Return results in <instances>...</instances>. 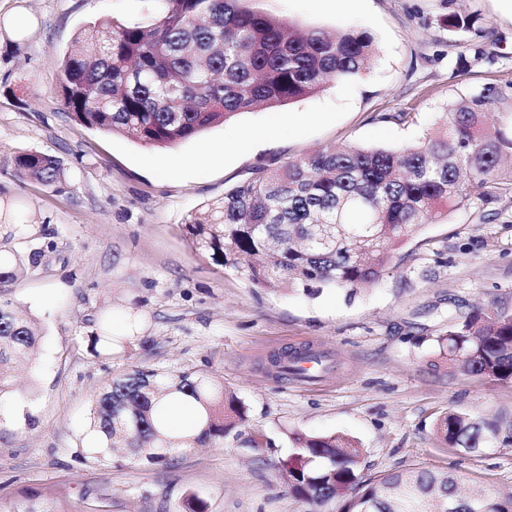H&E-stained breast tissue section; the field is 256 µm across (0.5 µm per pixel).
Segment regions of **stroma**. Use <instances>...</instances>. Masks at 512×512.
I'll use <instances>...</instances> for the list:
<instances>
[{
  "mask_svg": "<svg viewBox=\"0 0 512 512\" xmlns=\"http://www.w3.org/2000/svg\"><path fill=\"white\" fill-rule=\"evenodd\" d=\"M296 24L369 33L377 55L356 80L271 109H257L169 148L89 128L65 109L62 58L104 19L147 15L150 0H0V161L22 151L57 157V187L0 172V202L34 224L46 248L8 296L37 323L34 360L0 398V512L29 498L55 512H176L201 491L209 512H304L282 463L291 436L340 434L363 450L362 474L414 466L454 471L465 489L512 491V442L470 455L436 435L447 410L512 426V384L433 368L448 316L485 306L512 313V201L497 220L456 210L399 250L382 280L347 297L263 290L194 251L186 216L253 170L317 149L418 143L451 100L500 84L512 95V0H253ZM474 14L493 32L487 52L453 75L459 38L442 26ZM407 112L405 121L393 120ZM130 336L124 354H93L102 314ZM312 347L331 369L307 384L276 375L273 355ZM131 367L204 373L243 404L223 443L177 451L168 464L122 452L86 458L94 395Z\"/></svg>",
  "mask_w": 512,
  "mask_h": 512,
  "instance_id": "obj_1",
  "label": "stroma"
}]
</instances>
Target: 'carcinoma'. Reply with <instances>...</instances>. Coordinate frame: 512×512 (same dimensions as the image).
Returning <instances> with one entry per match:
<instances>
[{"label": "carcinoma", "instance_id": "carcinoma-1", "mask_svg": "<svg viewBox=\"0 0 512 512\" xmlns=\"http://www.w3.org/2000/svg\"><path fill=\"white\" fill-rule=\"evenodd\" d=\"M148 20H108L86 38L88 45L66 55L57 75L63 104L79 121L156 147L195 138L208 127L257 107L272 108L314 95L332 80L355 79L375 52L363 31L305 28L245 0H158ZM477 18L450 14L444 26L487 38ZM480 60V42L466 53ZM512 111L502 87L484 84L448 103L443 126L417 145L366 149L344 145L262 168L224 192V197L189 214L185 230L196 250L217 266H231L253 286L301 292L315 298L328 287L357 290L378 284L395 252L440 209L472 210L484 221L490 207L512 194V173L500 170L512 154V137L488 130L495 114ZM12 175L54 187L60 160L20 152ZM11 208L0 206V397L12 391L14 366L32 360L39 336L34 321L4 298L5 289L45 250L21 253L17 236L32 237V225L12 224ZM91 346L110 358L125 351L127 336L112 335L102 321ZM436 355L452 373L512 383V314L477 309L451 319L436 338ZM330 368L312 350L284 359L281 369L309 377L301 366ZM195 410L193 431L168 432L165 411ZM239 401L212 376L195 372L131 369L112 378L92 400L87 452L100 459L112 449L150 465H163L181 448L216 443L240 424ZM436 433L466 452H481L502 435L497 426L456 411L438 416ZM284 464L289 494L304 505L335 512H512V494L465 496L459 474L412 467L374 478L361 476L362 451L336 434H293ZM177 512H208L194 490Z\"/></svg>", "mask_w": 512, "mask_h": 512}]
</instances>
